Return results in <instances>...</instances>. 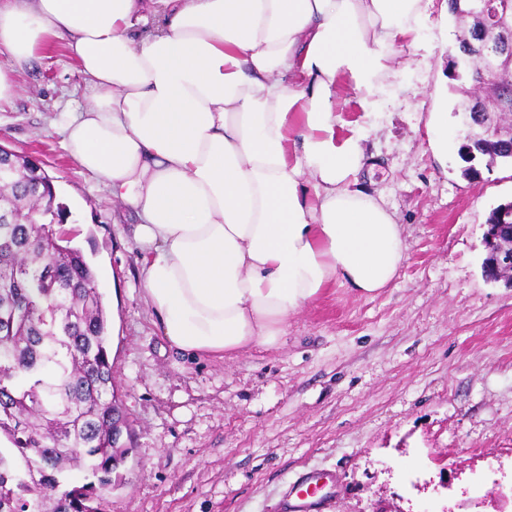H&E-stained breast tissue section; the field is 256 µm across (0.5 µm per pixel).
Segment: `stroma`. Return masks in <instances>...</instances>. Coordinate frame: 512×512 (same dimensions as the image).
I'll use <instances>...</instances> for the list:
<instances>
[{"mask_svg":"<svg viewBox=\"0 0 512 512\" xmlns=\"http://www.w3.org/2000/svg\"><path fill=\"white\" fill-rule=\"evenodd\" d=\"M432 0L417 41L380 94L340 114L372 165L360 179L403 227L393 284L363 297L335 286L272 346L191 356L162 336L140 278L135 219L63 148L62 112L89 106L63 43L15 76L0 145L38 159L67 207L65 229L113 311L115 384L130 446L103 512H289L303 473L335 472L317 512H512V288L486 281L489 211L512 201V165L463 174L453 115L454 22ZM433 112L448 142L429 144Z\"/></svg>","mask_w":512,"mask_h":512,"instance_id":"obj_1","label":"stroma"}]
</instances>
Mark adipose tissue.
Wrapping results in <instances>:
<instances>
[{"mask_svg":"<svg viewBox=\"0 0 512 512\" xmlns=\"http://www.w3.org/2000/svg\"><path fill=\"white\" fill-rule=\"evenodd\" d=\"M0 0V103L53 42L92 99L62 115L68 155L137 218L140 275L185 353L273 345L326 288L372 297L402 227L360 187L363 134H336L347 83L375 96L429 0Z\"/></svg>","mask_w":512,"mask_h":512,"instance_id":"ef3b65f1","label":"adipose tissue"}]
</instances>
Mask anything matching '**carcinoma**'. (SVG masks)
Here are the masks:
<instances>
[{
    "instance_id": "1",
    "label": "carcinoma",
    "mask_w": 512,
    "mask_h": 512,
    "mask_svg": "<svg viewBox=\"0 0 512 512\" xmlns=\"http://www.w3.org/2000/svg\"><path fill=\"white\" fill-rule=\"evenodd\" d=\"M465 56L461 78L497 66L501 33L512 17L485 28L473 0H448ZM512 113V74L490 93L457 100L469 116L461 154L486 165L512 163V137L487 140L486 115ZM66 208L40 163L0 151V512H101L88 471L98 484L131 449L108 353L109 319L95 268L71 246Z\"/></svg>"
}]
</instances>
